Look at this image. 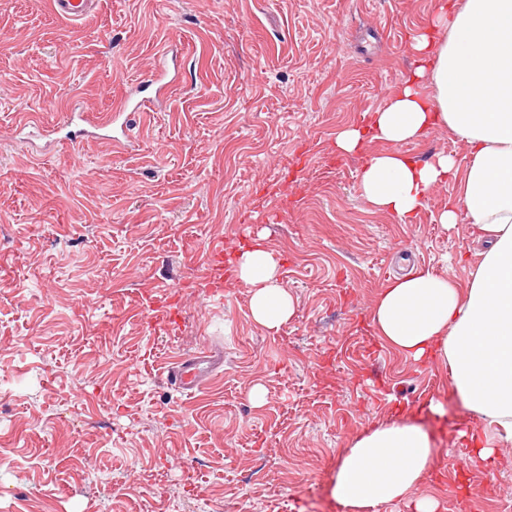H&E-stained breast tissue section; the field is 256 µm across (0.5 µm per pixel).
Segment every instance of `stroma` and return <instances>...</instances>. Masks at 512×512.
<instances>
[{
    "label": "stroma",
    "instance_id": "35a3bbf8",
    "mask_svg": "<svg viewBox=\"0 0 512 512\" xmlns=\"http://www.w3.org/2000/svg\"><path fill=\"white\" fill-rule=\"evenodd\" d=\"M434 3L101 0L73 25L0 0V512H340V449L401 411L461 454L446 370L384 344L375 366L365 344L389 280L466 283L485 244L438 224L446 186L411 224L372 210L358 184L381 143L333 148L413 68ZM158 58L179 83L125 149L97 129L27 142V121L110 111ZM260 231L296 304L277 333L207 275ZM203 350L222 363L202 388L168 385ZM463 475L465 499L423 485L439 512H512V467Z\"/></svg>",
    "mask_w": 512,
    "mask_h": 512
}]
</instances>
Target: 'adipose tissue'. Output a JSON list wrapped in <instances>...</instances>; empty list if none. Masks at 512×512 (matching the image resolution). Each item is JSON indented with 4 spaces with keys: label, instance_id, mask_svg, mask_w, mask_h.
I'll list each match as a JSON object with an SVG mask.
<instances>
[{
    "label": "adipose tissue",
    "instance_id": "ef3b65f1",
    "mask_svg": "<svg viewBox=\"0 0 512 512\" xmlns=\"http://www.w3.org/2000/svg\"><path fill=\"white\" fill-rule=\"evenodd\" d=\"M411 50L416 65L384 107L337 131L334 147L351 154L369 141L383 144L366 157L359 191L401 223L414 222L432 189L451 187L439 224H471L488 249L464 285L422 269L390 280L370 324L405 358L447 368L453 395L474 415L461 434L470 461L497 465L512 443V0H436ZM435 129L463 144L466 165L447 153L420 163L400 152ZM229 263L254 322L280 331L295 307L276 252L259 235ZM440 457L412 417L371 426L341 450L332 496L340 512H377L407 498L414 512H439V500L417 490Z\"/></svg>",
    "mask_w": 512,
    "mask_h": 512
}]
</instances>
